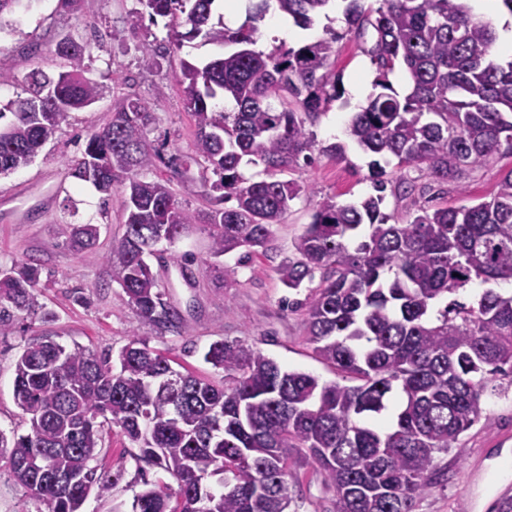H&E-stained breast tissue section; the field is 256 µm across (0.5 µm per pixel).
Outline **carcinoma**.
Instances as JSON below:
<instances>
[{
	"label": "carcinoma",
	"instance_id": "obj_1",
	"mask_svg": "<svg viewBox=\"0 0 512 512\" xmlns=\"http://www.w3.org/2000/svg\"><path fill=\"white\" fill-rule=\"evenodd\" d=\"M217 0H138L143 14L179 19L177 46L201 39L240 49L201 66L181 63L176 81L195 121L192 153L164 159L147 140L151 113L127 96L112 120L86 140L70 175L103 195H123L125 232L105 256L127 302L158 332H180L147 257L199 222L209 226L210 254L263 248L306 188L281 175L312 161L305 123L341 97L332 68L336 43L365 22L349 0L344 32L331 30L298 48L253 49L254 22L274 9L303 29L333 0H249V21L236 29L212 22ZM367 49L374 92L350 120L348 135L364 151L422 165L432 182L466 192L465 179L500 146L512 152V59L489 58L497 40L470 0H378ZM55 74L25 75L26 96L0 111V175L29 166L69 112L102 96L86 76L88 45L71 38L54 50ZM402 73L407 92L390 80ZM234 101L228 111L216 99ZM264 177L244 178L242 161ZM217 180L214 208H182L170 181L147 180L159 164L177 175L191 163ZM372 164L375 194L357 204L327 198L295 242L296 257L278 267L298 290L319 278L306 312V340L338 380L286 370L246 340H218L203 360L220 381L174 369L133 335L111 364L102 355L49 338L27 343L14 367L13 394L30 431H0V459L38 512H81L90 495L111 493L118 476L91 462L107 427L138 448L143 489L134 512H288L296 461L311 463L334 492L333 512H416L438 484L436 455L465 453L462 435L479 422L489 392L512 385V294L489 284L512 281V170L478 204L418 205L401 222L381 211L388 181ZM230 200L235 205L226 208ZM63 243L81 250L100 236L93 223L61 224ZM42 267H0V335L35 310ZM480 282L476 304L441 299ZM358 384L348 385L346 381ZM172 476L178 491L151 482L145 467ZM63 477L68 485L60 486Z\"/></svg>",
	"mask_w": 512,
	"mask_h": 512
}]
</instances>
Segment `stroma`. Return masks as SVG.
Wrapping results in <instances>:
<instances>
[{"mask_svg":"<svg viewBox=\"0 0 512 512\" xmlns=\"http://www.w3.org/2000/svg\"><path fill=\"white\" fill-rule=\"evenodd\" d=\"M139 8L138 0H72L68 5L62 0H31L0 18V70L25 74L39 68L57 73L63 63L51 51L56 42L70 37L90 44L89 76L105 88L92 107L71 113L32 164L0 177V265L37 260L51 277L38 301L56 315L49 323L39 315H27L17 322L13 335L0 336V430L7 433L29 430L14 399L13 370L23 346L44 336L68 347L77 344L115 353L135 333L173 358L176 370L215 381L221 375L204 362V350L218 339H244L285 369L323 381L336 378L335 369L322 362L306 341L303 310L287 306L291 300L306 301L311 289L286 288L277 268L284 258L294 256V244L323 198L350 203L372 192L373 157L346 135L350 117L366 103L365 98L353 97L351 81L361 72L370 81L376 76L367 53L372 32L348 34L336 45L335 68L345 91L309 126L317 146L315 161L295 168L289 177L311 191L292 203L283 224L275 226L267 249L213 257L208 229L202 224L190 225L175 243L157 245L149 264L164 301L183 321L181 332L160 334L127 304L104 260L113 240L125 231L121 194H113L108 210H101L100 194L70 175L87 136L109 122L114 99L125 94L139 97L151 112L148 140L153 146L167 156L192 149L194 118L175 75L181 60L203 61L219 55L221 49L198 40L177 46L178 28L167 19L145 17L133 23L132 14ZM142 41L154 45L157 67L143 68L138 51ZM33 42L40 45L39 54H30L28 46ZM332 144L343 145V158L327 153ZM511 170L512 154L499 152L474 168L466 193L451 190L433 203L459 206L490 199ZM152 175L172 180L175 198L184 209L202 213L211 208L199 168L177 177L160 165ZM64 220L98 222L101 233L95 247L78 253L63 245L58 226ZM462 440L463 457L439 455L438 466L446 476L420 501L416 512H494L498 498L512 495V392L485 396L481 420ZM133 453L118 430L105 434L96 464L119 479L110 497H89L83 512H132L134 495L141 489L135 481ZM291 491L304 501L301 512H332L334 493L314 465L296 468Z\"/></svg>","mask_w":512,"mask_h":512,"instance_id":"stroma-1","label":"stroma"}]
</instances>
